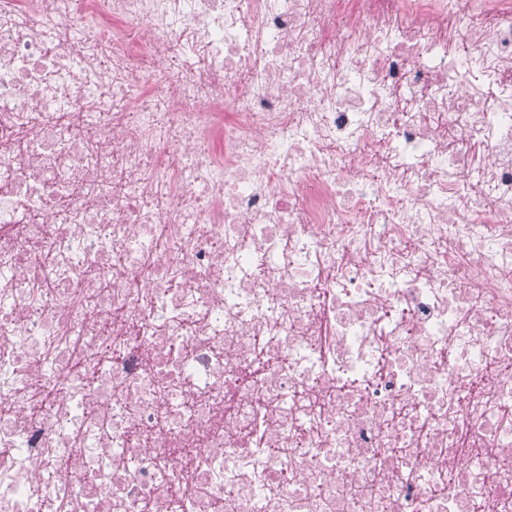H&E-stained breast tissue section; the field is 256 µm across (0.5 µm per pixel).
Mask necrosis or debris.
<instances>
[{
	"mask_svg": "<svg viewBox=\"0 0 512 512\" xmlns=\"http://www.w3.org/2000/svg\"><path fill=\"white\" fill-rule=\"evenodd\" d=\"M0 512H512V0H0Z\"/></svg>",
	"mask_w": 512,
	"mask_h": 512,
	"instance_id": "4bbe7bcc",
	"label": "necrosis or debris"
}]
</instances>
